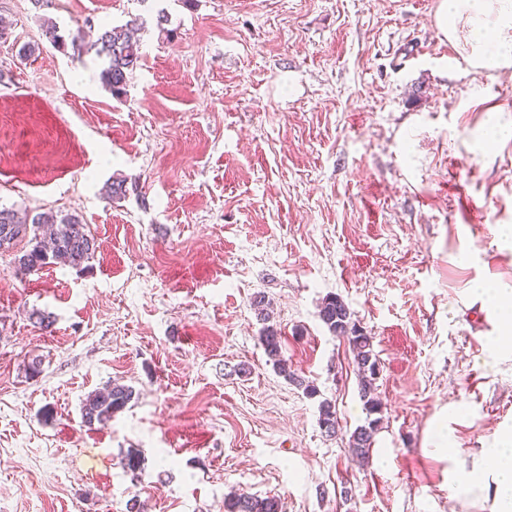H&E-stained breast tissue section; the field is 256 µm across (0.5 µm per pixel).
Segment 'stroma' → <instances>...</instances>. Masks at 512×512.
<instances>
[{
	"label": "stroma",
	"instance_id": "obj_1",
	"mask_svg": "<svg viewBox=\"0 0 512 512\" xmlns=\"http://www.w3.org/2000/svg\"><path fill=\"white\" fill-rule=\"evenodd\" d=\"M441 0H0V206L73 214L84 267L20 273L0 254V512H481L452 461L512 433V360L494 361L512 293V68L476 70L437 27ZM169 17L159 32V12ZM140 17L142 61L113 97L61 30ZM138 182L107 198L113 177ZM264 294L307 396L268 363ZM339 295L373 337L382 427L369 461ZM49 316L43 329L33 311ZM136 398L85 426L84 399ZM336 406L339 430L318 425ZM277 499L258 498L246 493H234L224 499V512H279Z\"/></svg>",
	"mask_w": 512,
	"mask_h": 512
}]
</instances>
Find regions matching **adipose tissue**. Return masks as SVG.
I'll return each mask as SVG.
<instances>
[{"label": "adipose tissue", "instance_id": "1", "mask_svg": "<svg viewBox=\"0 0 512 512\" xmlns=\"http://www.w3.org/2000/svg\"><path fill=\"white\" fill-rule=\"evenodd\" d=\"M437 26L473 67H512V0H441ZM447 428L444 420L434 424L433 451L455 461L454 499L483 512H512V436L467 461L449 448Z\"/></svg>", "mask_w": 512, "mask_h": 512}]
</instances>
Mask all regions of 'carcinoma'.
<instances>
[{"mask_svg": "<svg viewBox=\"0 0 512 512\" xmlns=\"http://www.w3.org/2000/svg\"><path fill=\"white\" fill-rule=\"evenodd\" d=\"M137 23L130 20L122 25H104L95 41L87 44L81 34L66 36L51 20L42 25L46 41L57 49L71 47L79 53L92 52L106 61L102 71V83L115 97L126 93L130 76L138 68L142 58L139 41L135 38ZM138 191V184L128 182L125 177H115L106 184V193L114 200H121ZM27 240L28 249L17 258V269L27 273L36 272L48 264L79 267L89 261L96 242L86 226L77 216L66 214L59 219L37 214L30 216L14 208H0V248L9 251L17 242ZM259 307L263 327L260 343L275 371L285 380L302 388L310 397L318 394L316 386L297 376L288 366L282 352V334L271 323V314L266 309V296L257 294L253 298ZM319 317L328 331L345 341L351 348L362 373L360 396L366 411L365 423L350 435V453L359 459L370 458L374 436L382 422V401L376 392L379 362L373 350V337L353 319V313L345 302L335 294L326 295L321 302ZM130 386L112 384L97 390L85 399L82 406V422L88 426L103 424L124 410L134 399ZM318 424L329 436L336 434V410L331 401L324 399L319 404ZM224 512H280L275 498H258L246 493H235L224 499Z\"/></svg>", "mask_w": 512, "mask_h": 512, "instance_id": "cac0c4a2", "label": "carcinoma"}]
</instances>
